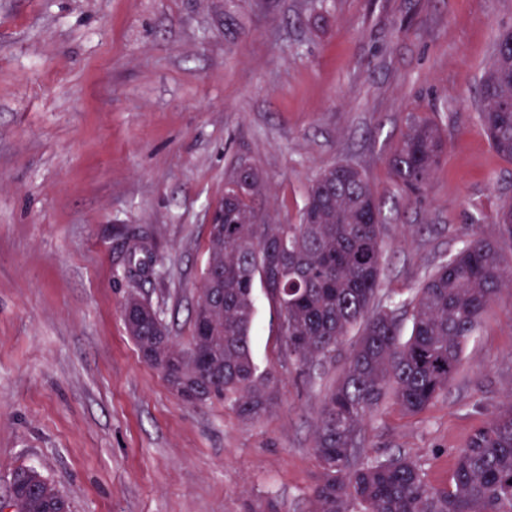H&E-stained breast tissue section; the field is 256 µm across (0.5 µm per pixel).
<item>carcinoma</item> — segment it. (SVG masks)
<instances>
[{
    "instance_id": "cac0c4a2",
    "label": "carcinoma",
    "mask_w": 512,
    "mask_h": 512,
    "mask_svg": "<svg viewBox=\"0 0 512 512\" xmlns=\"http://www.w3.org/2000/svg\"><path fill=\"white\" fill-rule=\"evenodd\" d=\"M512 46L496 41L480 90L479 120L495 151L512 161ZM441 130L413 125L389 160L392 175L416 196L445 153ZM263 189L253 167L233 171L209 225L207 262L189 345H177L159 311L146 299L125 303L126 330L141 357L160 370L191 345L210 321L212 371L191 362L184 379L201 388V401L224 398L252 420L273 402L274 374L252 356L255 284L276 312L284 354L307 368L336 359L354 328L346 367L326 395L316 430L322 476L311 512H512V398L459 449L450 482L431 485L422 465L408 457L365 460L358 455L367 415L388 395L409 414L426 411L448 388L465 344L503 288H512V256L478 234L448 257L412 296L382 300V210L365 174L351 163L325 169L307 191L297 224H263L254 200ZM512 239V207L495 215ZM410 318V335L401 324ZM16 512H71L67 498L41 473L21 467L12 476Z\"/></svg>"
}]
</instances>
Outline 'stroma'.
<instances>
[{"label": "stroma", "mask_w": 512, "mask_h": 512, "mask_svg": "<svg viewBox=\"0 0 512 512\" xmlns=\"http://www.w3.org/2000/svg\"><path fill=\"white\" fill-rule=\"evenodd\" d=\"M512 0H0V499L36 468L73 512H310L316 420L346 358L302 369L256 295L274 405L245 420L182 402L128 336L132 294L187 344L208 225L233 167L262 174L268 224L299 220L327 167L367 174L383 214L382 295L402 298L493 222L512 163L479 90ZM448 152L419 199L389 158L414 121ZM512 397V288L420 414L387 398L359 452L448 484Z\"/></svg>", "instance_id": "stroma-1"}]
</instances>
